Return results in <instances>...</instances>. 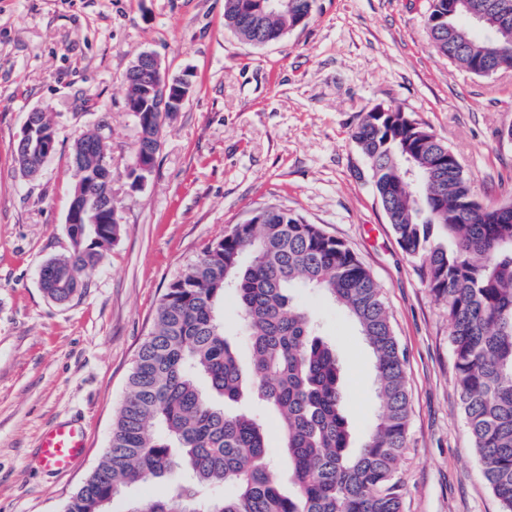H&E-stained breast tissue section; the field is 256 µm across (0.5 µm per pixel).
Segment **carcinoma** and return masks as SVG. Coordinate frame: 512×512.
I'll list each match as a JSON object with an SVG mask.
<instances>
[{
	"instance_id": "1",
	"label": "carcinoma",
	"mask_w": 512,
	"mask_h": 512,
	"mask_svg": "<svg viewBox=\"0 0 512 512\" xmlns=\"http://www.w3.org/2000/svg\"><path fill=\"white\" fill-rule=\"evenodd\" d=\"M253 11L224 0V26L262 46L314 15L317 0ZM435 51L478 75L512 66V22L474 30L462 0H432ZM375 196L402 251L444 302L455 388L487 485L512 512V202L482 203L456 153L398 108L364 116L352 132ZM87 166L106 149L85 140ZM120 232L118 224H69L70 252L40 270L44 290L65 302L85 287ZM317 291L357 324L374 359L375 422L351 445L342 368L292 291ZM234 297L251 351L244 372L220 307ZM275 413L295 486L286 494L268 457L264 415ZM404 357L381 290L342 241L276 208L261 224H237L208 245L162 295L128 378L100 464L65 512H108L124 488L178 472L169 495L122 512H403L395 479L408 442ZM232 494H217L219 488Z\"/></svg>"
}]
</instances>
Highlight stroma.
Instances as JSON below:
<instances>
[{"instance_id": "obj_1", "label": "stroma", "mask_w": 512, "mask_h": 512, "mask_svg": "<svg viewBox=\"0 0 512 512\" xmlns=\"http://www.w3.org/2000/svg\"><path fill=\"white\" fill-rule=\"evenodd\" d=\"M429 0H319L306 26L256 47L224 26V0H0V512H64L101 461L160 298L205 247L274 204L344 241L373 275L406 362L404 512H500L455 390L448 315L400 249L359 173L351 134L380 103L407 112L458 155L477 193L512 201V70L478 76L438 55ZM154 52L195 91L166 121L143 187L126 176L139 136L122 76ZM56 149L33 178L13 144L30 110ZM106 125L121 232L71 302L39 271L67 254L71 152ZM342 364L344 413L361 441L378 411L372 353L346 312L295 290ZM81 420L73 471L30 469L49 425Z\"/></svg>"}]
</instances>
